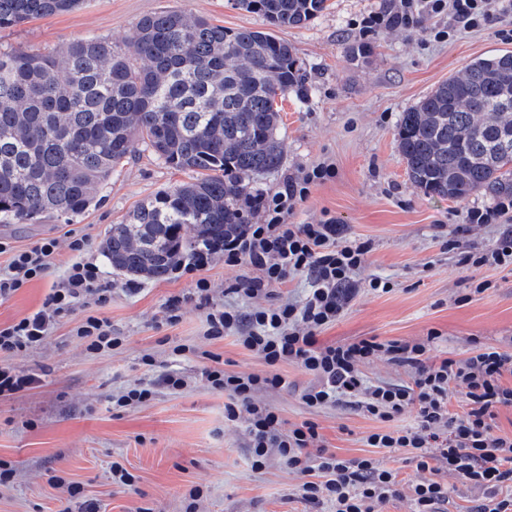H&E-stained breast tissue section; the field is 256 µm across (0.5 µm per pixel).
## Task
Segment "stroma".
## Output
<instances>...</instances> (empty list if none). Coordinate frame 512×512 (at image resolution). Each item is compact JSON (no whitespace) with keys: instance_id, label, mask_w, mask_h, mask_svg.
I'll return each mask as SVG.
<instances>
[{"instance_id":"1","label":"stroma","mask_w":512,"mask_h":512,"mask_svg":"<svg viewBox=\"0 0 512 512\" xmlns=\"http://www.w3.org/2000/svg\"><path fill=\"white\" fill-rule=\"evenodd\" d=\"M394 3L327 0L326 10L304 26L280 31L306 69L311 89L305 99L282 101L285 163L277 172L258 176L255 187L271 195L301 169L333 163L335 177L314 186L291 220L315 224L336 217L351 235L372 244L362 279L379 276L390 282L386 293L361 291L336 323L317 334L318 345L371 336L415 340L435 330L440 339L434 352L442 357L464 358L476 341L512 351V266H463L456 252L443 246L469 211L494 208L496 199L425 195L409 181L397 147L403 112L472 61L512 52V13L502 12L499 0H488L492 22L458 31L452 30L449 16L436 17L433 26L451 31L440 41L401 27L360 35L363 16ZM165 10L203 15L232 29L268 27L262 15L238 10L231 0H83L75 10L1 31L0 50L59 52L95 36L122 41L140 18ZM359 44L365 57L350 53ZM187 179L142 146L113 173L101 202L82 215H49L38 224L0 223V239L17 248L42 238L57 241L50 275L0 301L1 326L40 306L71 259L67 233L74 230L88 237L91 255L115 283L100 314L123 338L120 348L88 356L71 334L83 316L78 310L41 348L12 356V363L41 381L34 389L0 397V461L15 471L13 485L0 491V512H81L87 501L99 512L140 507L185 512V497L195 486L204 491V512H309L286 465L274 460L262 472L253 471L245 425L225 421L223 394L200 376L205 351L220 355L229 372L261 373L264 362L233 338H205L195 303L187 304L178 325H161L165 300L189 292L190 276L147 282L130 295L122 289L125 276L112 270L100 249L112 225L125 223L140 203ZM460 237L463 244L489 249L497 231L482 226ZM483 280L490 281V289L465 300L467 288ZM148 353L155 357L150 366L142 361ZM280 371L290 386L269 400L286 425L314 420L339 456L369 455L364 438L377 431V421L348 408L310 411L299 398L308 376L288 365ZM168 373L191 376L194 382L178 394L159 390L137 409H113V394ZM116 462L135 475V491L113 484ZM54 475L80 485V499L66 501L49 482Z\"/></svg>"}]
</instances>
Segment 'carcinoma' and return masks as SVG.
<instances>
[{"label": "carcinoma", "instance_id": "cac0c4a2", "mask_svg": "<svg viewBox=\"0 0 512 512\" xmlns=\"http://www.w3.org/2000/svg\"><path fill=\"white\" fill-rule=\"evenodd\" d=\"M78 4L0 0V31ZM233 5L284 30L305 25L326 0ZM308 92L292 46L274 32L178 10L141 18L123 42L0 52V222L82 214L142 143L189 180L112 225L102 253L124 276L162 280L187 253L248 222L255 178L284 163L276 100ZM398 146L429 196L512 198V54L468 64L403 113Z\"/></svg>", "mask_w": 512, "mask_h": 512}]
</instances>
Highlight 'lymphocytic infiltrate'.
I'll return each instance as SVG.
<instances>
[{"label":"lymphocytic infiltrate","instance_id":"lymphocytic-infiltrate-1","mask_svg":"<svg viewBox=\"0 0 512 512\" xmlns=\"http://www.w3.org/2000/svg\"><path fill=\"white\" fill-rule=\"evenodd\" d=\"M473 29L490 23L485 0H405L402 10L381 11L363 17L360 31L401 26L424 29L426 21L440 14ZM335 174L333 164L320 162L300 175L288 178L281 191L255 199L251 207L258 219L240 225L217 247L195 250L189 260L174 269L176 277L195 275L191 292L170 295L163 306V323H180L188 300L202 310L205 336L233 337L238 345L262 359V374L226 371L223 363L204 366L202 376L211 389L226 397L227 421H244L254 470L266 468L271 458L286 464L299 480L302 501L329 512H379L380 506L400 497L402 485L395 470L381 457L405 450L417 470L431 472L430 480L413 488V512H449L451 491L437 480L440 472L457 476L482 490L469 512H512V496L501 490L512 487V438L496 435L500 409L512 408V352L476 344L461 359L432 355L438 333L413 341L362 338L348 343L320 346L316 335L336 323L360 291L358 275L371 250L370 242L348 234L345 225L327 218L316 224H294L290 217L303 203L312 185ZM55 240L44 238L16 249L0 240V254L9 263L0 272V299L8 298L26 284L48 275ZM458 251L460 264L512 266V228L499 231L494 248L467 247L460 240L447 242ZM69 248L74 258L53 282L42 304L32 313L5 327L0 326V397L37 387V375L5 362V355L40 347L65 316L83 310L72 329L88 354L98 355L120 347L109 319L96 310L112 296L113 285L100 266L86 257V235L71 233ZM240 273L226 288L231 300L215 303V290L202 275L216 257ZM295 275L305 276L309 288L302 299L280 296V288ZM249 311H242V304ZM383 360L404 368L405 384L364 378L361 367ZM299 368L309 381L300 391L302 403L311 410L344 406L383 422L369 434L368 447L379 457L342 458L326 446L319 426L304 420L291 428L269 402L266 393L288 388L281 365ZM461 395L463 411L451 413L453 395ZM414 413L412 425L390 428V421Z\"/></svg>","mask_w":512,"mask_h":512}]
</instances>
